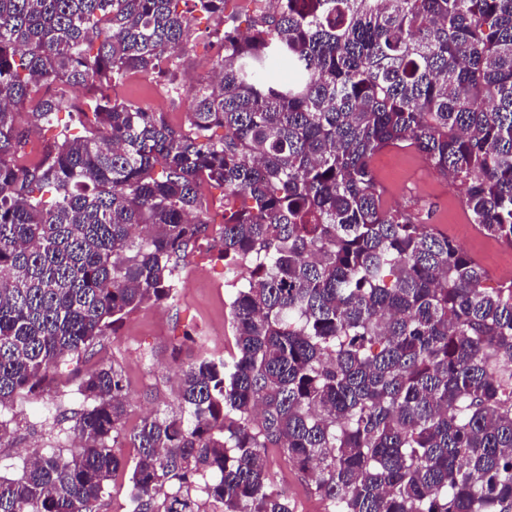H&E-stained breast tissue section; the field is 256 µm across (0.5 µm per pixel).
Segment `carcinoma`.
I'll use <instances>...</instances> for the list:
<instances>
[{
	"label": "carcinoma",
	"mask_w": 512,
	"mask_h": 512,
	"mask_svg": "<svg viewBox=\"0 0 512 512\" xmlns=\"http://www.w3.org/2000/svg\"><path fill=\"white\" fill-rule=\"evenodd\" d=\"M227 2L0 0V409L175 298L205 182L240 275L236 355L188 365L177 410L129 433L122 374L86 372L82 408L51 415L73 450L0 475V512H95L120 471L129 512H292L272 448L324 512H512V279L487 287L447 234L389 209L373 167L415 148L512 245V0H255L247 37ZM197 42L218 70L184 124L112 97L136 74L180 92L174 54ZM89 84L81 106L35 102L54 145L29 157L16 110ZM203 197L208 212L215 204H224V188L215 184L204 183ZM209 220L212 222L211 224H224V206L223 208L211 209Z\"/></svg>",
	"instance_id": "cac0c4a2"
}]
</instances>
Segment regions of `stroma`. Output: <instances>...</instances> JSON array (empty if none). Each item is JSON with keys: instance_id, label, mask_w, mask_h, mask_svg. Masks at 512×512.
Here are the masks:
<instances>
[{"instance_id": "stroma-1", "label": "stroma", "mask_w": 512, "mask_h": 512, "mask_svg": "<svg viewBox=\"0 0 512 512\" xmlns=\"http://www.w3.org/2000/svg\"><path fill=\"white\" fill-rule=\"evenodd\" d=\"M160 82L136 76L115 88L113 95L130 99L161 113L172 124H182L189 98L160 95ZM388 207L419 210L425 223L447 233L489 273V286H497L503 270L512 266V246L485 237L470 224L461 206L459 184L437 176L425 157L415 150L387 148L373 159ZM187 286L167 304L146 303L125 317L116 332L96 344L81 360L60 361L42 402H15L12 435L0 444V474L17 476L22 460L49 449L69 451L71 439L46 422L43 406L62 405L79 409L82 398L77 383L85 371L100 366L118 369L130 400L128 423L152 411L177 407V380L200 356L226 358L236 351L230 324L229 303L233 291L224 285V263L209 243L200 242L180 267ZM192 342H183L184 331ZM269 461L279 485L288 489L294 512H321L323 505L308 489L305 479L278 452Z\"/></svg>"}]
</instances>
